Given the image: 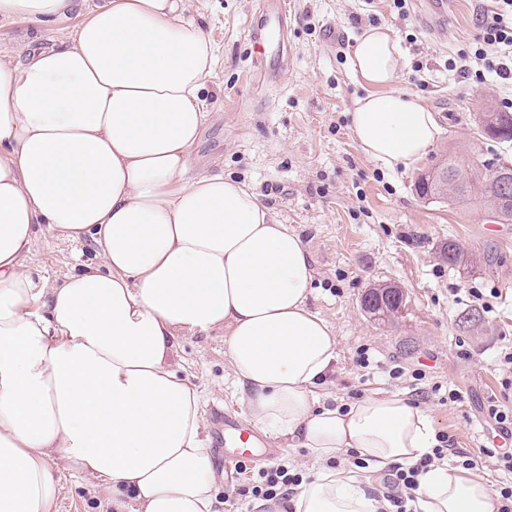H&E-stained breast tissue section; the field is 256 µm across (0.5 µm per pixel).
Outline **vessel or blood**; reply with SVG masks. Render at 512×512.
Instances as JSON below:
<instances>
[{
	"instance_id": "1",
	"label": "vessel or blood",
	"mask_w": 512,
	"mask_h": 512,
	"mask_svg": "<svg viewBox=\"0 0 512 512\" xmlns=\"http://www.w3.org/2000/svg\"><path fill=\"white\" fill-rule=\"evenodd\" d=\"M254 42V71L258 83L275 81L288 58L287 0H259L251 23ZM213 420L224 429V451L228 461L245 463L257 460L258 438L244 428L236 418L214 408Z\"/></svg>"
}]
</instances>
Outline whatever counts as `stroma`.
Listing matches in <instances>:
<instances>
[{"label": "stroma", "mask_w": 512, "mask_h": 512, "mask_svg": "<svg viewBox=\"0 0 512 512\" xmlns=\"http://www.w3.org/2000/svg\"><path fill=\"white\" fill-rule=\"evenodd\" d=\"M258 0H186L188 16L214 42L216 64L204 92L209 121L192 159L196 174L224 173L248 183L281 221L297 231L313 259L315 292L310 307L326 318L338 340L333 371L314 394L342 401L379 391L394 392L426 408L436 432L451 447L479 454L495 434L489 403L512 406V388L496 358L512 337V224L490 221L484 201L423 199L415 192L419 172L450 155L483 176L499 160H512V140L484 136L480 117L504 111L512 82L460 81L447 63L479 45L481 0H445L432 11L407 0L399 15L392 0H288L292 66L280 80L257 87L252 78L251 17ZM79 18L47 28L17 20L0 22V52L21 37L42 48L71 39ZM372 25L387 26L406 55L394 90L411 94L434 112L442 134L417 168L392 173L369 159L348 128V114L363 88L349 58L357 38ZM347 41L334 48L329 28ZM454 243L464 264L443 254ZM91 243L72 245L38 238L29 267L58 279L77 263H94ZM392 283L405 306L394 318L376 319L361 306L364 293ZM482 292L483 301L472 297ZM370 365L360 368V350ZM178 373L204 392V412L223 406L247 414L228 375L224 338L180 337ZM423 380H415V373ZM455 389L459 401H442ZM211 454L219 512H256L246 475L224 478V451L212 432ZM55 512H114L110 496L90 478L64 477Z\"/></svg>", "instance_id": "1"}]
</instances>
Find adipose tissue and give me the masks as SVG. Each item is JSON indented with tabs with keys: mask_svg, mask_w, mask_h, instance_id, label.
Masks as SVG:
<instances>
[{
	"mask_svg": "<svg viewBox=\"0 0 512 512\" xmlns=\"http://www.w3.org/2000/svg\"><path fill=\"white\" fill-rule=\"evenodd\" d=\"M73 39L0 58V512H53L63 474L92 476L116 512H216L200 387L171 358L179 337L223 336L252 423L306 449L311 476L271 512H377L357 471L431 453L429 412L390 393L316 398L337 357L312 311V256L245 183L190 176L208 120L215 50L183 0H0V20ZM405 65L389 28L350 58L366 94L349 115L362 151L413 169L441 135L391 85ZM92 241L97 267L63 280L25 267L37 237ZM418 512H493L488 481L441 463Z\"/></svg>",
	"mask_w": 512,
	"mask_h": 512,
	"instance_id": "1",
	"label": "adipose tissue"
}]
</instances>
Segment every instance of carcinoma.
I'll list each match as a JSON object with an SVG mask.
<instances>
[{
	"instance_id": "carcinoma-1",
	"label": "carcinoma",
	"mask_w": 512,
	"mask_h": 512,
	"mask_svg": "<svg viewBox=\"0 0 512 512\" xmlns=\"http://www.w3.org/2000/svg\"><path fill=\"white\" fill-rule=\"evenodd\" d=\"M439 167L448 170V183L437 180H422L416 187L423 198L448 199L461 202L479 197L488 203L493 221L499 224L512 223V185L502 187L501 178L491 173L479 179L472 172L462 168L452 157L439 162Z\"/></svg>"
}]
</instances>
